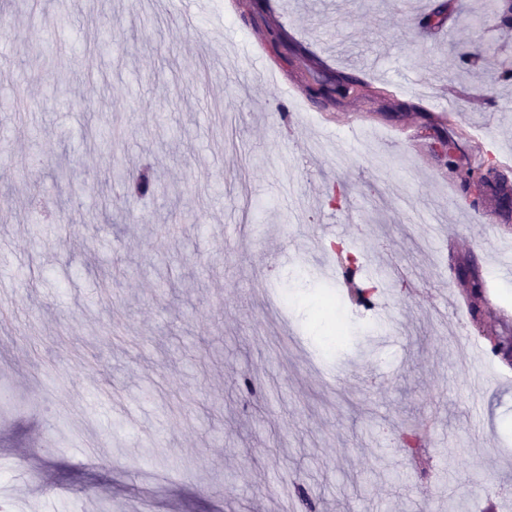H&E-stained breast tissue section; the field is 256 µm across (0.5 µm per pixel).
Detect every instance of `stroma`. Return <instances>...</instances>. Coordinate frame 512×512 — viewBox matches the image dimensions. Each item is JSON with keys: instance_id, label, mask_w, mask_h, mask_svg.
<instances>
[{"instance_id": "stroma-1", "label": "stroma", "mask_w": 512, "mask_h": 512, "mask_svg": "<svg viewBox=\"0 0 512 512\" xmlns=\"http://www.w3.org/2000/svg\"><path fill=\"white\" fill-rule=\"evenodd\" d=\"M431 3L209 0L189 28L166 0H0V507L512 505V365L448 306L471 263L512 327V213L464 189L512 154V83L485 91L512 34L483 0L429 30ZM316 72L359 86L317 98ZM146 169L161 191L127 193ZM378 422L426 427L423 465Z\"/></svg>"}]
</instances>
